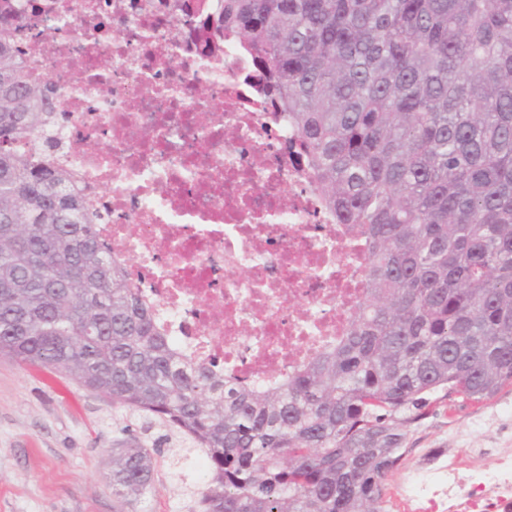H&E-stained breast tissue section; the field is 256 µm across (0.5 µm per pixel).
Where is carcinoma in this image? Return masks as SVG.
I'll return each mask as SVG.
<instances>
[{"mask_svg": "<svg viewBox=\"0 0 512 512\" xmlns=\"http://www.w3.org/2000/svg\"><path fill=\"white\" fill-rule=\"evenodd\" d=\"M254 58L326 206L365 236L347 335L269 386L173 347L71 172L17 144L52 120L0 0V354L63 373L200 449L192 512H383L429 396L512 385V0H198ZM156 461L112 449V495Z\"/></svg>", "mask_w": 512, "mask_h": 512, "instance_id": "cac0c4a2", "label": "carcinoma"}]
</instances>
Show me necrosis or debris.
<instances>
[{"instance_id":"4bbe7bcc","label":"necrosis or debris","mask_w":512,"mask_h":512,"mask_svg":"<svg viewBox=\"0 0 512 512\" xmlns=\"http://www.w3.org/2000/svg\"><path fill=\"white\" fill-rule=\"evenodd\" d=\"M182 0H14L23 66L55 122L22 142L74 172L169 341L261 386L345 336L366 246L337 223L230 42L202 54ZM99 141L94 150L83 140ZM431 512H512V448Z\"/></svg>"}]
</instances>
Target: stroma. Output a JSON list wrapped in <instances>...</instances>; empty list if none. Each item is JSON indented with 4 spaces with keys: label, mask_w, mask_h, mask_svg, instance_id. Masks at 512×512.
Returning <instances> with one entry per match:
<instances>
[{
    "label": "stroma",
    "mask_w": 512,
    "mask_h": 512,
    "mask_svg": "<svg viewBox=\"0 0 512 512\" xmlns=\"http://www.w3.org/2000/svg\"><path fill=\"white\" fill-rule=\"evenodd\" d=\"M143 438L139 422L76 381L0 356V512H118L112 451ZM146 439V438H143ZM157 493L135 512H188L204 486L197 453L163 431L146 439ZM512 448V386L488 400L437 399L405 429L402 456L383 488L384 512H423L448 462L467 470L473 452Z\"/></svg>",
    "instance_id": "obj_1"
}]
</instances>
